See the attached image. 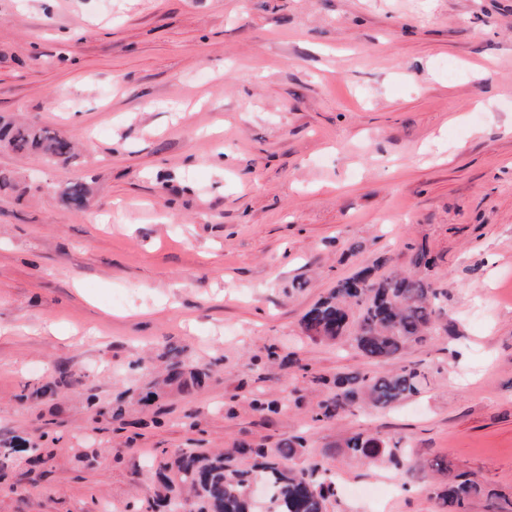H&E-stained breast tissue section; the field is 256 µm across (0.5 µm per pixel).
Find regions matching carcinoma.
Masks as SVG:
<instances>
[{
	"instance_id": "carcinoma-1",
	"label": "carcinoma",
	"mask_w": 512,
	"mask_h": 512,
	"mask_svg": "<svg viewBox=\"0 0 512 512\" xmlns=\"http://www.w3.org/2000/svg\"><path fill=\"white\" fill-rule=\"evenodd\" d=\"M0 142L15 153H41L55 162H69L74 144L65 134L35 124L0 126ZM60 202L74 210L87 207L90 188L69 182L57 189ZM436 259L424 243L413 248L409 266H390L380 257L370 267L336 282L302 316L305 332L328 342L343 339L369 364L389 366L378 374L366 367L336 375L333 395L318 404L316 416L332 419L361 406L387 409L419 395L427 376L418 367L396 361L413 343L439 331L452 333L443 323L447 291L434 275ZM386 272L380 274L378 270ZM208 373L170 364L165 384L180 392L203 387ZM345 456L367 463H384L406 476L414 469L402 440L384 441L363 432L337 444ZM155 496L146 498L151 512H329L336 497V481L329 469L305 461L306 440L299 436L283 448H253L240 443L222 452L162 450ZM485 498L486 512H504L509 498L485 489L461 475L448 480L436 498L440 512H468L470 504Z\"/></svg>"
}]
</instances>
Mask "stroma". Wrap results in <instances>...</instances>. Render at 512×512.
<instances>
[{"label":"stroma","mask_w":512,"mask_h":512,"mask_svg":"<svg viewBox=\"0 0 512 512\" xmlns=\"http://www.w3.org/2000/svg\"><path fill=\"white\" fill-rule=\"evenodd\" d=\"M5 121L77 156L0 145L21 179L0 191V444L54 452L11 468L0 512H125L161 449L295 435L332 512H438L439 460L512 496V0H0ZM76 181L81 211L54 193ZM421 243L454 326L402 355L427 387L315 420L364 360L303 314ZM173 358L208 384L145 404ZM63 368L79 380L40 394ZM360 431L403 438L411 491L337 453ZM0 142L15 153H42L55 162H69L74 156V144L65 134L35 124L0 126Z\"/></svg>","instance_id":"35a3bbf8"}]
</instances>
